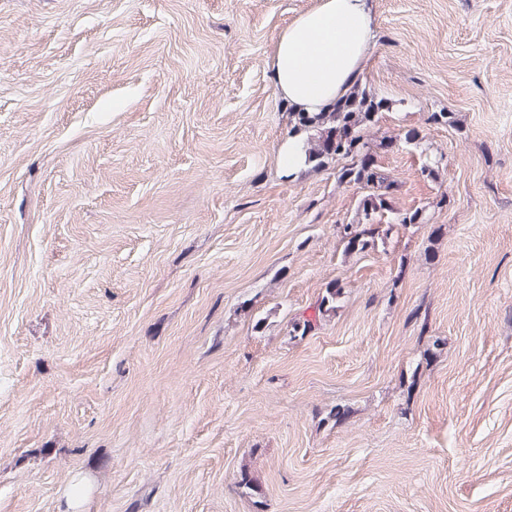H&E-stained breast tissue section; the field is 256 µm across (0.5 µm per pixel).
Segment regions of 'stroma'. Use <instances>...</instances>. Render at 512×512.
Returning a JSON list of instances; mask_svg holds the SVG:
<instances>
[{
    "label": "stroma",
    "mask_w": 512,
    "mask_h": 512,
    "mask_svg": "<svg viewBox=\"0 0 512 512\" xmlns=\"http://www.w3.org/2000/svg\"><path fill=\"white\" fill-rule=\"evenodd\" d=\"M318 2L0 0V512H512V0H370L360 254L279 160Z\"/></svg>",
    "instance_id": "35a3bbf8"
}]
</instances>
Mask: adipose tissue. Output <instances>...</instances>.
Returning a JSON list of instances; mask_svg holds the SVG:
<instances>
[{"instance_id":"obj_1","label":"adipose tissue","mask_w":512,"mask_h":512,"mask_svg":"<svg viewBox=\"0 0 512 512\" xmlns=\"http://www.w3.org/2000/svg\"><path fill=\"white\" fill-rule=\"evenodd\" d=\"M371 32L368 0H319L277 39L271 65L275 89L293 111L325 110L361 75Z\"/></svg>"}]
</instances>
